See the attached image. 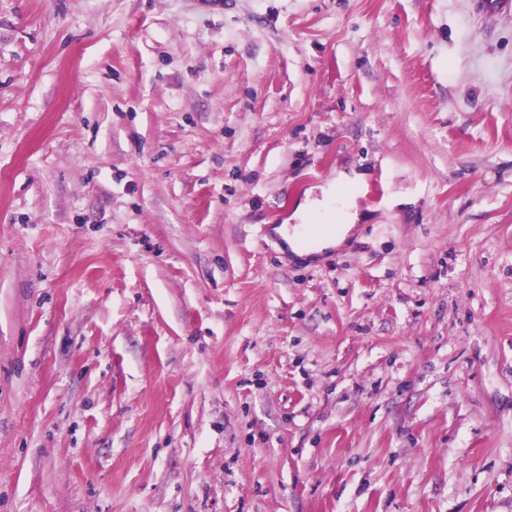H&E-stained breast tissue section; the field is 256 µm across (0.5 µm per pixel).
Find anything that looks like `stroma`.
Here are the masks:
<instances>
[{"instance_id":"35a3bbf8","label":"stroma","mask_w":512,"mask_h":512,"mask_svg":"<svg viewBox=\"0 0 512 512\" xmlns=\"http://www.w3.org/2000/svg\"><path fill=\"white\" fill-rule=\"evenodd\" d=\"M0 512H512V14L0 0ZM344 226L336 233L321 238L310 246L300 247L296 234L289 235L286 224L277 229L281 236L288 242L292 252L298 256L315 254L323 251L324 249L331 248L339 245L345 238L350 229V224H343Z\"/></svg>"}]
</instances>
